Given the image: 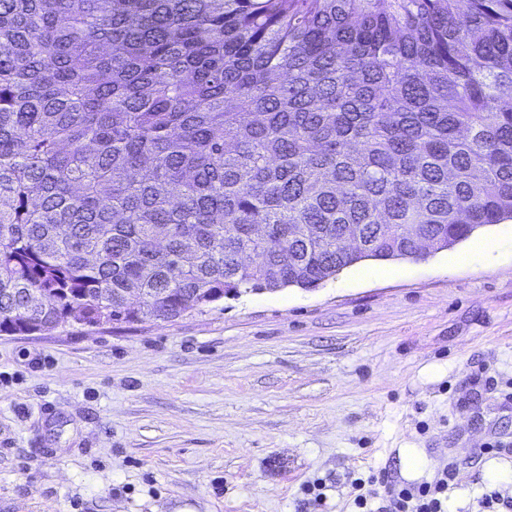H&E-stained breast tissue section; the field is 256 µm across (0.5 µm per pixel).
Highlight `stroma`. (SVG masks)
Listing matches in <instances>:
<instances>
[{
  "label": "stroma",
  "instance_id": "1",
  "mask_svg": "<svg viewBox=\"0 0 512 512\" xmlns=\"http://www.w3.org/2000/svg\"><path fill=\"white\" fill-rule=\"evenodd\" d=\"M0 372V512H353L352 477L450 458L477 512L512 496L486 478L512 457L482 452L512 440V220L311 290L0 336Z\"/></svg>",
  "mask_w": 512,
  "mask_h": 512
}]
</instances>
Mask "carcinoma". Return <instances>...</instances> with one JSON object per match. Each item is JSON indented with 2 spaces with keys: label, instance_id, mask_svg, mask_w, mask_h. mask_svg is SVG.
<instances>
[{
  "label": "carcinoma",
  "instance_id": "cac0c4a2",
  "mask_svg": "<svg viewBox=\"0 0 512 512\" xmlns=\"http://www.w3.org/2000/svg\"><path fill=\"white\" fill-rule=\"evenodd\" d=\"M506 219L512 0H0L1 336L129 322L133 291L169 320L311 288L416 257L410 227L444 248Z\"/></svg>",
  "mask_w": 512,
  "mask_h": 512
}]
</instances>
